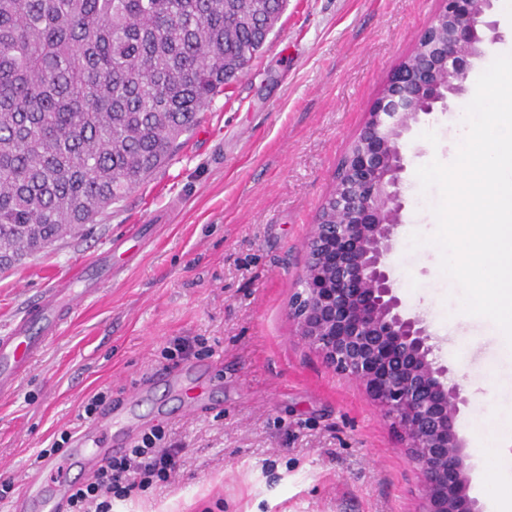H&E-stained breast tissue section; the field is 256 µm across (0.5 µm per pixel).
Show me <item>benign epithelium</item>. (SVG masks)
Returning <instances> with one entry per match:
<instances>
[{
  "label": "benign epithelium",
  "mask_w": 512,
  "mask_h": 512,
  "mask_svg": "<svg viewBox=\"0 0 512 512\" xmlns=\"http://www.w3.org/2000/svg\"><path fill=\"white\" fill-rule=\"evenodd\" d=\"M411 54L398 65L342 159L317 224L288 316L323 361L357 380L400 429L420 477L418 512H484L470 494V455L456 430L468 400L448 383L423 318L409 313L387 263L405 207L400 140L420 115L462 95L471 60L497 38L494 0H442Z\"/></svg>",
  "instance_id": "1"
}]
</instances>
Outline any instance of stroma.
<instances>
[{
	"label": "stroma",
	"instance_id": "stroma-1",
	"mask_svg": "<svg viewBox=\"0 0 512 512\" xmlns=\"http://www.w3.org/2000/svg\"><path fill=\"white\" fill-rule=\"evenodd\" d=\"M441 0H288L262 50L201 114L173 160L91 225L0 273V332L44 290L70 286L109 243L117 273L82 302L13 392L0 395V476L14 512L39 451L86 427L98 391L136 394L130 438L173 429L185 465L161 490L112 512H416L420 483L400 432L361 384L326 366L288 319L339 160ZM468 96L421 116L401 140L405 208L388 257L398 293L438 341L469 404L471 493L489 503L474 431L512 416V346L490 320L461 313L460 291L430 244L437 190L416 170L448 162ZM176 336L205 338L185 358ZM210 382L184 413L160 374Z\"/></svg>",
	"mask_w": 512,
	"mask_h": 512
}]
</instances>
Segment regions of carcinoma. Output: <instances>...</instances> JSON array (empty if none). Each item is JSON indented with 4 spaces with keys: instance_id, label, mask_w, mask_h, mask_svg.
Wrapping results in <instances>:
<instances>
[{
    "instance_id": "obj_1",
    "label": "carcinoma",
    "mask_w": 512,
    "mask_h": 512,
    "mask_svg": "<svg viewBox=\"0 0 512 512\" xmlns=\"http://www.w3.org/2000/svg\"><path fill=\"white\" fill-rule=\"evenodd\" d=\"M287 0H0V271L168 163Z\"/></svg>"
}]
</instances>
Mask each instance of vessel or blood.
Listing matches in <instances>:
<instances>
[{"mask_svg":"<svg viewBox=\"0 0 512 512\" xmlns=\"http://www.w3.org/2000/svg\"><path fill=\"white\" fill-rule=\"evenodd\" d=\"M94 272H83L80 289L63 288L41 295L9 331L0 336V393L12 392L19 378L32 365L45 341L56 336L69 320L78 300L96 294L101 286L100 271L112 268V252L104 250L94 263ZM113 415L105 413L91 428L79 431L73 439L67 456L71 467L88 472L97 468L113 453ZM54 459H43L29 473L24 489L23 502L33 512H57L61 502L70 492L67 478L54 484H45L42 475L57 470Z\"/></svg>","mask_w":512,"mask_h":512,"instance_id":"1","label":"vessel or blood"}]
</instances>
